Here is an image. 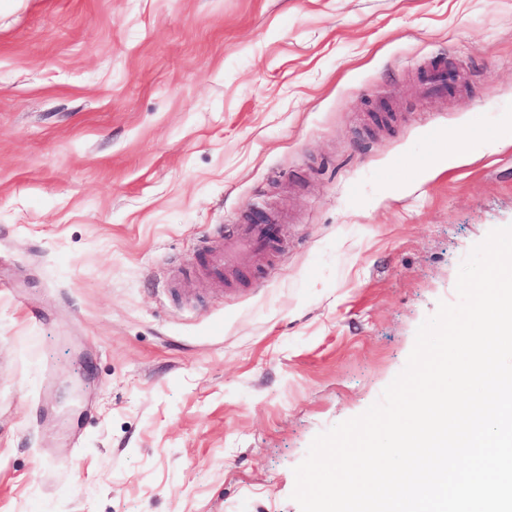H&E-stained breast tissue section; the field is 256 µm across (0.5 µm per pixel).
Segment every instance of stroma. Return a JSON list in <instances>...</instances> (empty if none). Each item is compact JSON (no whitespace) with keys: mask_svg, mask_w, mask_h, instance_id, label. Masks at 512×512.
Masks as SVG:
<instances>
[{"mask_svg":"<svg viewBox=\"0 0 512 512\" xmlns=\"http://www.w3.org/2000/svg\"><path fill=\"white\" fill-rule=\"evenodd\" d=\"M508 225L512 0H0V512H301ZM230 232L240 250H262L277 242L280 220L278 216L271 214L262 222L232 224Z\"/></svg>","mask_w":512,"mask_h":512,"instance_id":"stroma-1","label":"stroma"}]
</instances>
